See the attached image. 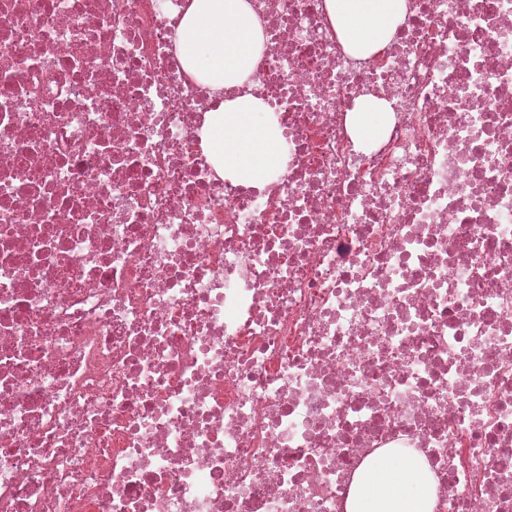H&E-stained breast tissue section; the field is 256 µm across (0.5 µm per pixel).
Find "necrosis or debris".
<instances>
[{
	"label": "necrosis or debris",
	"instance_id": "4bbe7bcc",
	"mask_svg": "<svg viewBox=\"0 0 512 512\" xmlns=\"http://www.w3.org/2000/svg\"><path fill=\"white\" fill-rule=\"evenodd\" d=\"M250 2L219 96L192 0H0V512H348L380 455L512 512V0H406L365 59L325 0ZM242 96L261 189L205 145ZM249 0H193L179 32L184 69L217 91L243 83L262 49V31ZM262 108L252 97L224 100L212 110L209 136L210 152L224 177L259 188L283 160L279 133L255 121V113ZM382 112H388L387 104L374 98L366 99L351 111V125L361 137L374 138L382 128Z\"/></svg>",
	"mask_w": 512,
	"mask_h": 512
}]
</instances>
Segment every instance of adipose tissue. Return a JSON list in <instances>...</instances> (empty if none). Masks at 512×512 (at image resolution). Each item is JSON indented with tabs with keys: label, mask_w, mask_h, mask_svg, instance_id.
<instances>
[{
	"label": "adipose tissue",
	"mask_w": 512,
	"mask_h": 512,
	"mask_svg": "<svg viewBox=\"0 0 512 512\" xmlns=\"http://www.w3.org/2000/svg\"><path fill=\"white\" fill-rule=\"evenodd\" d=\"M329 19L351 54L366 57L400 22L405 0H326ZM262 31L249 0H193L179 32V52L189 74L215 90L243 83L262 49ZM262 104L251 97L228 99L211 114L209 148L221 173L263 187L279 170L283 149L278 132L257 123ZM426 473L401 470L381 456L364 468L349 512H431Z\"/></svg>",
	"instance_id": "ef3b65f1"
}]
</instances>
